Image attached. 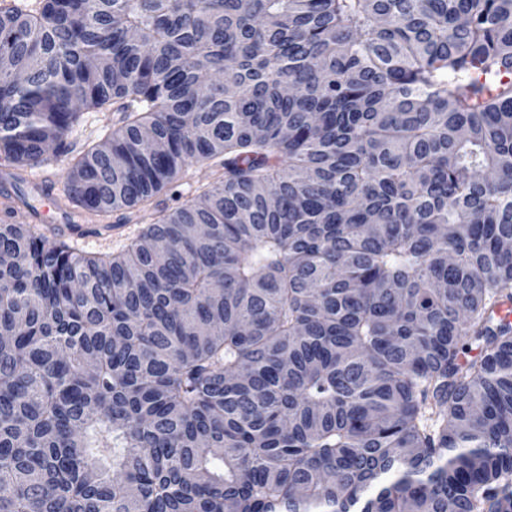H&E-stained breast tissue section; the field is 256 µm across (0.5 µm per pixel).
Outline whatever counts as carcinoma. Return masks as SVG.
I'll use <instances>...</instances> for the list:
<instances>
[{"label":"carcinoma","mask_w":512,"mask_h":512,"mask_svg":"<svg viewBox=\"0 0 512 512\" xmlns=\"http://www.w3.org/2000/svg\"><path fill=\"white\" fill-rule=\"evenodd\" d=\"M0 512H512V0H0ZM482 344L461 360L465 341ZM121 118V112H112V110L110 112H86L79 130L74 132L68 138V142L71 144L73 152L66 159L62 158V160L57 163L38 168L33 171L34 175H29V169L27 172L23 170L17 171L21 177L26 179L24 182L4 176L0 171V224L1 220L5 219L3 210H1V202H3L1 183L2 191L9 192L10 185L7 181H2L4 177H7L13 184L14 190L11 195L12 205L17 209L16 211L18 212V215L25 216L27 221L42 224L50 240L65 241L70 246L83 252L117 253L122 251L132 240L136 239L149 221H142L140 224H134L135 221L128 222V213L125 210L114 211L101 221H93L91 223L83 218L78 223H74L86 224L85 228L87 234L91 236L87 239L80 238L70 240L61 238L56 234H50L45 227L46 224L40 221L39 213L43 207L41 197L33 190L31 183L29 182L37 177L41 180L45 178L55 180V193L58 197L59 188L65 178L70 159L82 152L88 140L102 136L107 131L112 130V126L120 125ZM16 187L21 190V192L18 191ZM40 192L42 194L43 201L46 203L41 211L42 220L45 223H53L50 225L54 228L58 223H67L69 221V214L64 211L62 206L57 202V198L53 190L45 183H41ZM27 204L33 207L34 212L27 206ZM50 211H52V214L46 217ZM113 224H125L126 226L119 234H114L112 231ZM208 173L209 172H206L205 168H199L194 171L192 175L189 174L188 178L180 182L181 185L177 188L181 192L180 202H184L193 198L202 190L200 187L214 180L216 175L208 176Z\"/></svg>","instance_id":"cac0c4a2"}]
</instances>
